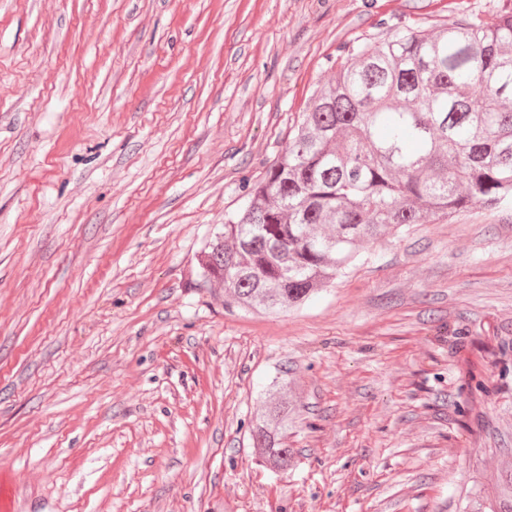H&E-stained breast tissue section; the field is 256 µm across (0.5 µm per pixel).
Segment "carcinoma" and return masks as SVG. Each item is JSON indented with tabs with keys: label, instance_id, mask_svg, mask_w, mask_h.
<instances>
[{
	"label": "carcinoma",
	"instance_id": "1",
	"mask_svg": "<svg viewBox=\"0 0 512 512\" xmlns=\"http://www.w3.org/2000/svg\"><path fill=\"white\" fill-rule=\"evenodd\" d=\"M512 203V11L432 33L397 28L346 51L288 146L248 186L196 257L224 308L303 305L362 250L407 224ZM286 394L252 427L256 452L287 470Z\"/></svg>",
	"mask_w": 512,
	"mask_h": 512
}]
</instances>
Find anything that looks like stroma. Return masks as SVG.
Instances as JSON below:
<instances>
[{"label":"stroma","mask_w":512,"mask_h":512,"mask_svg":"<svg viewBox=\"0 0 512 512\" xmlns=\"http://www.w3.org/2000/svg\"><path fill=\"white\" fill-rule=\"evenodd\" d=\"M512 0H0V507L477 512L512 469V204L411 224L299 308L195 256L343 51ZM293 402L288 472L250 426Z\"/></svg>","instance_id":"1"}]
</instances>
